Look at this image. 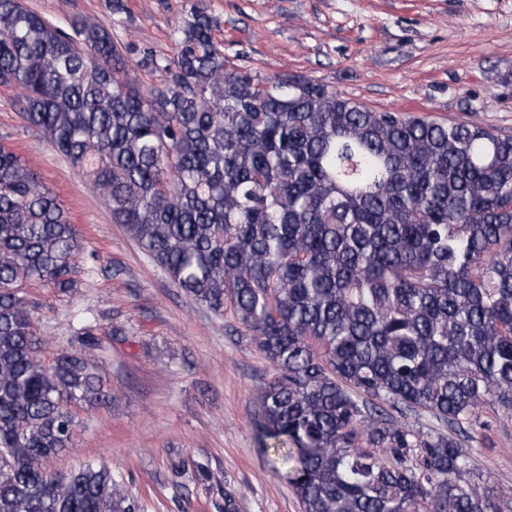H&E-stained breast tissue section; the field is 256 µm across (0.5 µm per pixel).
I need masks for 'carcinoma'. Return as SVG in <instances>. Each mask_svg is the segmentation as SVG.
<instances>
[{"label": "carcinoma", "instance_id": "cac0c4a2", "mask_svg": "<svg viewBox=\"0 0 512 512\" xmlns=\"http://www.w3.org/2000/svg\"><path fill=\"white\" fill-rule=\"evenodd\" d=\"M215 25L191 8L173 57L143 52V89L112 24L68 33L0 0V87L174 285L253 332L273 370L260 441L284 451L303 512H507L462 439L480 408L512 413V135L263 80L226 66ZM79 248L0 144V512H131L105 465L44 467L71 447L74 407L106 397L82 353L43 363L22 296L73 287ZM77 336L95 346L96 325ZM393 417L399 423L405 424L410 429L421 435L431 432H448V425L441 424L432 418L429 414L420 412H404L403 414L393 412Z\"/></svg>", "mask_w": 512, "mask_h": 512}]
</instances>
